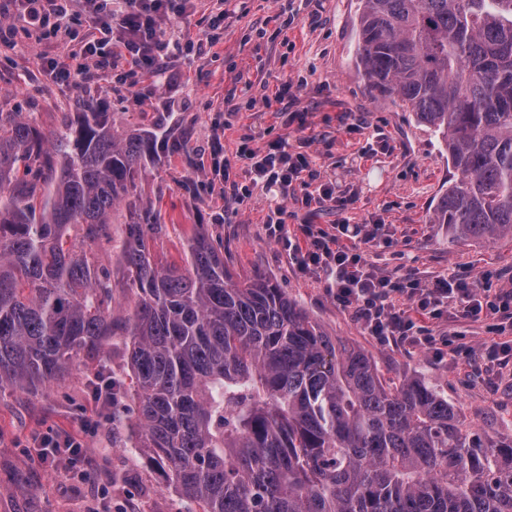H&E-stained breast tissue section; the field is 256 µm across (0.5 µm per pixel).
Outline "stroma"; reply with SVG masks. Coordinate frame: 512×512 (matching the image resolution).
Here are the masks:
<instances>
[{
  "label": "stroma",
  "mask_w": 512,
  "mask_h": 512,
  "mask_svg": "<svg viewBox=\"0 0 512 512\" xmlns=\"http://www.w3.org/2000/svg\"><path fill=\"white\" fill-rule=\"evenodd\" d=\"M220 10L218 0H190L185 15L164 19L167 39L189 38L195 47L169 49L160 74L131 88L102 79L90 64L69 83L50 67V59L69 56V32L91 29L82 0H71L61 33L50 38L29 26L18 0H0V22L13 29L0 40V107L57 129L86 101L105 105L116 128L132 122L155 132L163 146L142 169L137 193L142 202L162 204L168 234L155 244L160 264L180 262L194 226L205 225L223 240L235 279H270L326 334L367 353L387 383L430 382L483 438L512 434V359L492 367L485 361L491 345L512 344V326L448 308L436 318H415L432 348L379 342L336 303L325 279L296 272L268 239L266 217L282 202L278 189L251 184V199L239 205L230 184L250 183L248 174L210 170L212 141L231 156L247 136L259 153L269 141L286 139L293 151L308 154L317 173L308 185H296L289 212L304 216L300 196L333 183L347 206L324 202L312 222L330 232L342 222L379 220L382 237L356 242L377 275L397 278L410 270L424 285L486 275L496 291H512L511 235L452 245L444 227L431 223L452 171L448 155L414 112L367 86L356 59L359 0H240L211 28ZM284 82L290 95L275 102ZM297 112L303 121L294 120ZM128 357V338L113 336L103 355L79 356L63 378L0 391V512H183L181 498L130 444L123 421L132 400L120 397L106 414L93 398L98 376L128 382ZM89 420L95 429H85ZM48 432L80 437L78 466L40 464L37 441Z\"/></svg>",
  "instance_id": "35a3bbf8"
}]
</instances>
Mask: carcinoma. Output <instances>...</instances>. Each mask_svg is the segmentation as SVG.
Wrapping results in <instances>:
<instances>
[{"label":"carcinoma","mask_w":512,"mask_h":512,"mask_svg":"<svg viewBox=\"0 0 512 512\" xmlns=\"http://www.w3.org/2000/svg\"><path fill=\"white\" fill-rule=\"evenodd\" d=\"M361 2L368 86L448 152L431 223L450 244L512 235V0ZM158 144L91 106L47 131L0 109V390L61 377L119 334L134 447L191 512H512V437L481 440L437 387L385 383L271 280H235L202 224L182 264L155 260L160 208L135 197ZM114 224L121 316L92 249Z\"/></svg>","instance_id":"obj_1"}]
</instances>
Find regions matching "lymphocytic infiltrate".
I'll return each instance as SVG.
<instances>
[{"label":"lymphocytic infiltrate","mask_w":512,"mask_h":512,"mask_svg":"<svg viewBox=\"0 0 512 512\" xmlns=\"http://www.w3.org/2000/svg\"><path fill=\"white\" fill-rule=\"evenodd\" d=\"M176 2L123 0L124 9L116 15L111 0H84L99 34L80 37L76 56L94 62L102 72L114 73L129 87L138 86L144 74H156L162 68L169 43L163 37L160 22ZM211 153L224 170H231L237 162L244 164L255 178L284 193L310 167L307 155L290 151L284 139L269 143L262 155L245 144L232 158L217 144L212 145ZM381 231L378 223L367 227L340 223L331 234L318 229L307 217L292 228L284 204L272 210L267 221L269 239L288 252L295 269L326 278L337 303L349 309L355 320L380 342L411 347L432 345V338L417 330L413 315H440L442 307L451 301L457 303L463 317H496L512 323V291H492L487 279H442L427 286L411 274L397 282L376 275L351 242L359 237L377 238Z\"/></svg>","instance_id":"lymphocytic-infiltrate-1"}]
</instances>
